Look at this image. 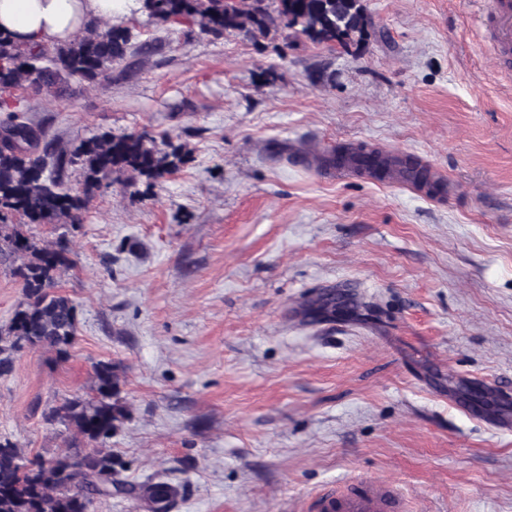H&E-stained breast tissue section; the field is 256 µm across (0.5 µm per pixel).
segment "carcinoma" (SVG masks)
Listing matches in <instances>:
<instances>
[{
  "label": "carcinoma",
  "mask_w": 512,
  "mask_h": 512,
  "mask_svg": "<svg viewBox=\"0 0 512 512\" xmlns=\"http://www.w3.org/2000/svg\"><path fill=\"white\" fill-rule=\"evenodd\" d=\"M139 12L169 25H196L201 33L267 36L289 31L316 44L360 48L372 28L364 0H139ZM146 49L133 42L123 26L96 22L84 34L63 45L29 49L0 33V94L5 118L0 132L26 126L16 121L11 101L17 94L62 97L74 86L111 79L112 65ZM356 170L386 176L397 168L413 173L417 182L426 174L408 159L376 149L340 147L327 160L331 166L347 161ZM185 163L181 148L166 149L146 132H102L72 147L44 143L22 147L0 138V255L15 256L13 269L23 299L8 325L0 327V374L10 370L24 348H44L64 361L78 330V307L57 291L58 274L74 264L64 241L40 246L25 231L30 224H79L89 201L112 178L131 182L144 177L154 182ZM81 171L80 187H65L70 167ZM119 366H95L92 394L67 399L45 412L46 420L73 430L86 443L50 458L29 459L8 439L0 440V512H89L96 500L123 494L143 503L147 512H171L179 496L177 486L165 481L128 483L120 478L122 463L104 446L125 418L119 403Z\"/></svg>",
  "instance_id": "cac0c4a2"
}]
</instances>
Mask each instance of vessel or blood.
I'll use <instances>...</instances> for the list:
<instances>
[{
  "mask_svg": "<svg viewBox=\"0 0 512 512\" xmlns=\"http://www.w3.org/2000/svg\"><path fill=\"white\" fill-rule=\"evenodd\" d=\"M493 31L497 42L495 61L512 67V0H494ZM312 512H406L404 498L397 489L361 478L349 480L344 486L316 494Z\"/></svg>",
  "mask_w": 512,
  "mask_h": 512,
  "instance_id": "1",
  "label": "vessel or blood"
}]
</instances>
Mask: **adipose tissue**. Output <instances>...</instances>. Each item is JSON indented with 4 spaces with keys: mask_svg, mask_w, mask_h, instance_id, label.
<instances>
[{
    "mask_svg": "<svg viewBox=\"0 0 512 512\" xmlns=\"http://www.w3.org/2000/svg\"><path fill=\"white\" fill-rule=\"evenodd\" d=\"M136 0H0V31L35 47L69 42L96 21L130 16Z\"/></svg>",
    "mask_w": 512,
    "mask_h": 512,
    "instance_id": "ef3b65f1",
    "label": "adipose tissue"
}]
</instances>
